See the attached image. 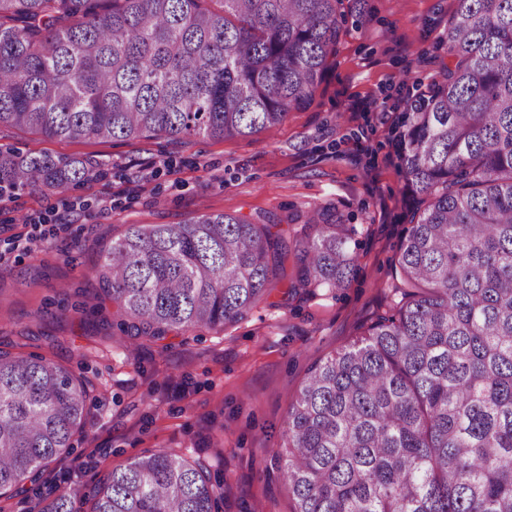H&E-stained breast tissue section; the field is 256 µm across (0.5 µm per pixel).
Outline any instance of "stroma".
<instances>
[{"mask_svg": "<svg viewBox=\"0 0 512 512\" xmlns=\"http://www.w3.org/2000/svg\"><path fill=\"white\" fill-rule=\"evenodd\" d=\"M359 15L311 102L277 129L188 142L165 137L69 141L0 127V147L76 157L87 180L0 198V349L43 357L88 381L83 433L44 472L28 500L0 512H45L75 487L166 451L224 480L230 512H291L272 460L288 405L309 369L393 303L389 288L415 206L398 157L409 94L439 81L453 0H343ZM372 98L378 112L353 113ZM356 225L358 267L348 288L292 292L296 252L277 288L224 327L121 332L124 317L92 274L100 251L130 224H176L195 214L274 220L294 235L311 211Z\"/></svg>", "mask_w": 512, "mask_h": 512, "instance_id": "stroma-1", "label": "stroma"}]
</instances>
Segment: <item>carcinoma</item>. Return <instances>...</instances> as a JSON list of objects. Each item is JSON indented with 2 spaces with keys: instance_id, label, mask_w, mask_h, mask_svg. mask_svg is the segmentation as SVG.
<instances>
[{
  "instance_id": "cac0c4a2",
  "label": "carcinoma",
  "mask_w": 512,
  "mask_h": 512,
  "mask_svg": "<svg viewBox=\"0 0 512 512\" xmlns=\"http://www.w3.org/2000/svg\"><path fill=\"white\" fill-rule=\"evenodd\" d=\"M343 0H0V126L66 140L249 137L323 81ZM416 196L392 307L320 360L274 457L291 512H512V0H455L448 64L408 112ZM78 158L0 149V185L63 188ZM293 239L230 214L131 224L95 275L138 336L244 319L275 289L349 286L357 227L318 210ZM88 384L0 351V497L36 484L86 425ZM219 512L224 487L165 451L50 512Z\"/></svg>"
}]
</instances>
